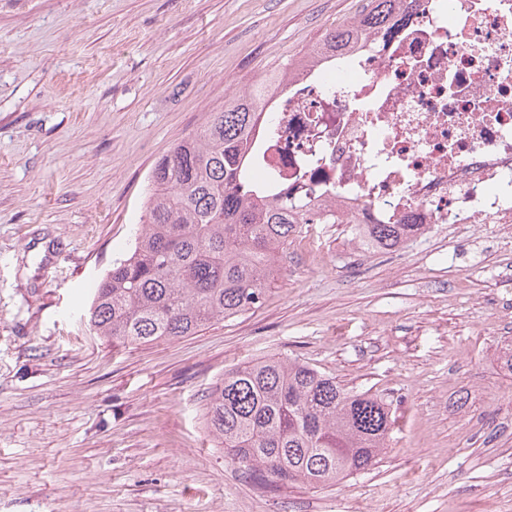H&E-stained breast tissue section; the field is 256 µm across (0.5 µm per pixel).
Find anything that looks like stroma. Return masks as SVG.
I'll return each mask as SVG.
<instances>
[{
	"instance_id": "35a3bbf8",
	"label": "stroma",
	"mask_w": 512,
	"mask_h": 512,
	"mask_svg": "<svg viewBox=\"0 0 512 512\" xmlns=\"http://www.w3.org/2000/svg\"><path fill=\"white\" fill-rule=\"evenodd\" d=\"M364 3L0 0V512H512L503 225L305 224L255 309L149 345L84 319L155 163ZM271 356L390 401L374 466L264 490L225 460L208 396Z\"/></svg>"
}]
</instances>
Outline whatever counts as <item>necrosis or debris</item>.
Returning <instances> with one entry per match:
<instances>
[{
	"instance_id": "obj_1",
	"label": "necrosis or debris",
	"mask_w": 512,
	"mask_h": 512,
	"mask_svg": "<svg viewBox=\"0 0 512 512\" xmlns=\"http://www.w3.org/2000/svg\"><path fill=\"white\" fill-rule=\"evenodd\" d=\"M275 94L261 169L362 224L512 222V0H421Z\"/></svg>"
}]
</instances>
